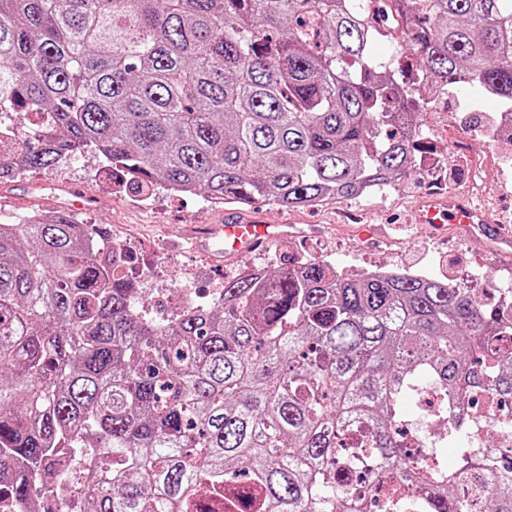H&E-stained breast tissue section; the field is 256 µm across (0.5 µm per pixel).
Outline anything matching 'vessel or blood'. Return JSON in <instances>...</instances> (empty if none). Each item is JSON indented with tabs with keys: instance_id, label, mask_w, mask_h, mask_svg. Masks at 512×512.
Wrapping results in <instances>:
<instances>
[{
	"instance_id": "obj_1",
	"label": "vessel or blood",
	"mask_w": 512,
	"mask_h": 512,
	"mask_svg": "<svg viewBox=\"0 0 512 512\" xmlns=\"http://www.w3.org/2000/svg\"><path fill=\"white\" fill-rule=\"evenodd\" d=\"M417 221L421 224L470 225L483 235L498 240L504 237L499 222L464 194L446 198L435 195L426 197L418 207ZM285 234L283 226L264 224L255 217L239 212L221 224L199 225L195 243L203 249L213 248L215 256L221 257L228 252L242 254L254 251Z\"/></svg>"
}]
</instances>
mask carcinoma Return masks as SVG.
<instances>
[{"label": "carcinoma", "mask_w": 512, "mask_h": 512, "mask_svg": "<svg viewBox=\"0 0 512 512\" xmlns=\"http://www.w3.org/2000/svg\"><path fill=\"white\" fill-rule=\"evenodd\" d=\"M396 55L348 0H0V184L95 149L126 188L283 208L397 185L420 112L464 75L512 114V0H394ZM416 61L418 79L404 63ZM67 212L0 224V503L50 512L75 468L85 512H512V444L469 440L480 392L512 402V306L414 272L319 260L224 282L165 323ZM457 460L412 452L406 404Z\"/></svg>", "instance_id": "1"}]
</instances>
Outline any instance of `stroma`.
I'll return each instance as SVG.
<instances>
[{
  "label": "stroma",
  "instance_id": "stroma-1",
  "mask_svg": "<svg viewBox=\"0 0 512 512\" xmlns=\"http://www.w3.org/2000/svg\"><path fill=\"white\" fill-rule=\"evenodd\" d=\"M465 92L449 86L448 94L420 114L429 147L441 163L433 171L401 182L372 196L316 207L286 209L266 201L251 204L264 223L285 224L288 236L263 251L225 257L216 264L191 250L186 238L191 224H220L226 206H205L201 196L173 195L159 190L139 197L114 183L97 154L85 151L49 173L28 172L16 182L1 185L9 195L7 212L23 215L36 208L60 210L69 202L64 189L79 188L88 201L81 210L84 223L106 227L110 236L125 239L136 262L139 287L149 297L157 320L170 317L181 298L176 284L189 279L199 293L222 281L238 278L257 268L284 267L298 260L331 262L347 273L376 266L393 271L433 274L462 288L493 280L502 290H512V256L501 244L452 224L437 233L415 221L416 209L429 192L464 193L488 208L504 229H512V143L495 144L481 187L470 179L466 140L482 134L499 113L496 99L473 107ZM162 255V265L151 258Z\"/></svg>",
  "mask_w": 512,
  "mask_h": 512
}]
</instances>
